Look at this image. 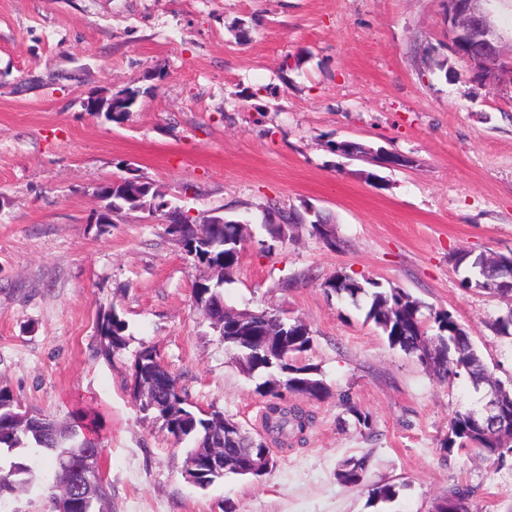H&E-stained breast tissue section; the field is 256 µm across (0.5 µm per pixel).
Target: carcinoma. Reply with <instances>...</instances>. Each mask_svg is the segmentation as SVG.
I'll list each match as a JSON object with an SVG mask.
<instances>
[{
    "instance_id": "obj_1",
    "label": "carcinoma",
    "mask_w": 512,
    "mask_h": 512,
    "mask_svg": "<svg viewBox=\"0 0 512 512\" xmlns=\"http://www.w3.org/2000/svg\"><path fill=\"white\" fill-rule=\"evenodd\" d=\"M139 96L140 90L129 88L113 97L112 110L104 112L105 118L116 123L124 121L130 113L137 111ZM100 198L105 209L117 216L127 211L150 210L165 202L164 193L153 183L127 178L112 182V186L100 193ZM179 216L186 255L217 271L216 282L198 286L194 297L203 296L214 305L224 301L221 288L228 281L243 243L240 225L228 217L226 223L219 225L216 233L198 237V225L191 223L190 218L182 212ZM324 223L326 220L322 216H315V220L310 222L312 234L331 249L342 248L343 243L331 234V230L322 228ZM458 255L461 256L458 266L470 273L463 280L467 287L500 295V283L512 281V267L500 266L491 255L480 257L467 251H460ZM322 287L330 294L347 296L354 301L360 297L371 299L366 319L387 336L390 346L417 357L421 365L438 380L451 383L465 378L474 388H485V401L494 400L508 408L511 418L505 427L500 423L476 422L484 415L482 409L456 410L449 420L448 437L443 441V447L450 451L455 448L471 451L501 466L512 459V444L508 442V437L512 436V392L504 389L493 377L465 325L448 311H436L429 317L425 316L420 302L411 299L399 288L385 289L382 283L372 278L359 281L336 274L326 279ZM431 322L437 325V334L433 339L438 344L435 346L431 344L433 339L428 336ZM489 325L495 334L512 339V307L491 320ZM127 329V323L115 311L103 313L99 323L100 353L109 358L122 349L126 345ZM284 333L288 339V353L286 358L280 359L274 353L254 348L250 339L254 335L252 329L226 324L219 331L234 358L246 362L257 374L275 378L286 369L288 374L284 378L288 379L289 393L310 400L324 399L329 395V389L323 379L317 377L314 368L301 365L296 360V355L306 351L312 342L307 325L300 321H287ZM144 360L152 362L153 369L164 379L160 401L162 408L158 410L157 417L162 419V424L168 425L166 432L175 442L190 441L187 453L197 451L207 429L223 417V413L213 411L198 414L183 407L181 411L185 418L165 421L167 408L176 403H185L187 399L178 379L161 363L154 348L142 347L135 357L133 372L139 371V363ZM269 392L276 401L266 406L267 412L263 413L262 422H267L268 412L278 413L273 437L282 443L290 436L304 438L314 422L312 413L302 406L278 402L282 398V391L275 387L270 388ZM339 403L358 425L370 428V416L350 403L349 398L342 396ZM97 426V418L90 412L77 417L66 429L52 428L48 415L31 425L24 421L13 394L7 388L0 387V512H26L19 506H11V503L15 500L16 484L20 482V477L24 475L28 481L35 477L33 467L28 464L32 456L39 460L46 482L42 512H99L100 504L110 497L109 483L102 472L96 471V476L74 494L69 488L66 471V465L77 463L88 451L98 457L102 455L103 448L92 440ZM255 447L257 444L253 438L243 434L224 449L225 458L232 462L228 472L235 473V464L246 460L248 449ZM369 464L370 456L367 454L348 458L340 465L336 476L341 483L357 487L363 483ZM440 501L447 512H473L470 491L466 489L454 488L441 496Z\"/></svg>"
}]
</instances>
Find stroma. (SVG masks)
Returning a JSON list of instances; mask_svg holds the SVG:
<instances>
[{"instance_id":"35a3bbf8","label":"stroma","mask_w":512,"mask_h":512,"mask_svg":"<svg viewBox=\"0 0 512 512\" xmlns=\"http://www.w3.org/2000/svg\"><path fill=\"white\" fill-rule=\"evenodd\" d=\"M445 13L444 0H0V387L62 425L82 406L99 413L110 512H432L457 486L478 512H512L511 463L441 446L480 393L436 380L367 322V303L322 287L369 277L452 312L512 391V341L489 326L512 299L464 287L451 261L512 251V89L474 81ZM129 87L141 95L128 120L86 111ZM343 141L405 163L333 152ZM135 176L192 215L247 220L224 301L308 325L297 360L331 395L310 403L305 441L266 434L265 378L211 329L194 288L212 273L162 215L91 223L96 189ZM272 204L328 218L343 249L306 223L271 238ZM111 309L128 342L107 360L98 325ZM145 346L193 409L241 422L274 466L189 483L182 445L132 397ZM366 452L363 486L340 483L339 464ZM375 484L393 501L374 502Z\"/></svg>"}]
</instances>
